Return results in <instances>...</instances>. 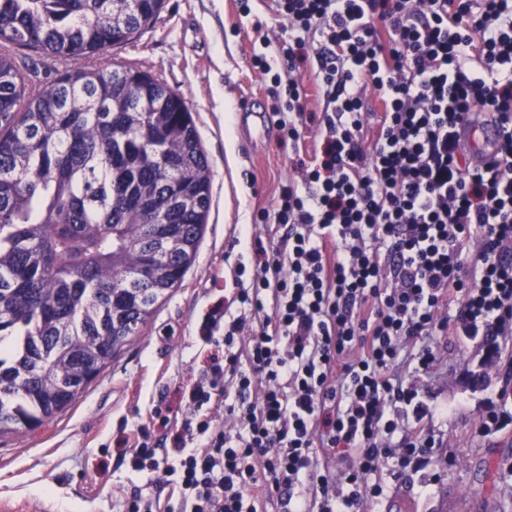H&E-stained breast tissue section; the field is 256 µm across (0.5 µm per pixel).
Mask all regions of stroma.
<instances>
[{"label": "stroma", "instance_id": "stroma-1", "mask_svg": "<svg viewBox=\"0 0 512 512\" xmlns=\"http://www.w3.org/2000/svg\"><path fill=\"white\" fill-rule=\"evenodd\" d=\"M248 6L244 13L238 0H165L133 41L84 59L92 69L149 70L183 95L213 172L208 224L181 287L74 403L35 431L0 437V499L46 512H121L141 483L124 463L125 438L155 408L184 414L183 389L222 354L203 339V324L249 286L253 240L280 247L282 227L266 229L259 217L282 184L299 180L316 138L308 129L294 143L280 130L270 78L251 63L279 23L272 0ZM265 52L279 69L274 49ZM13 55L33 90L71 68L29 48ZM433 346L439 361L422 390L431 403L458 406L432 422L444 446L431 463L388 479L387 498L362 512H512V430L484 438L475 427L512 364V341L492 364L481 337L453 325Z\"/></svg>", "mask_w": 512, "mask_h": 512}]
</instances>
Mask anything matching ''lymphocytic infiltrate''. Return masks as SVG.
<instances>
[{
	"mask_svg": "<svg viewBox=\"0 0 512 512\" xmlns=\"http://www.w3.org/2000/svg\"><path fill=\"white\" fill-rule=\"evenodd\" d=\"M281 130L301 138V64L324 100L321 145L272 207L287 233L212 321L223 347L186 389L172 447L137 426L124 512H360L443 440L417 384L456 323L489 354L512 337V0H273ZM384 112L365 144L362 94ZM512 428V368L477 422ZM351 457L337 471L336 461Z\"/></svg>",
	"mask_w": 512,
	"mask_h": 512,
	"instance_id": "f902f5d3",
	"label": "lymphocytic infiltrate"
}]
</instances>
